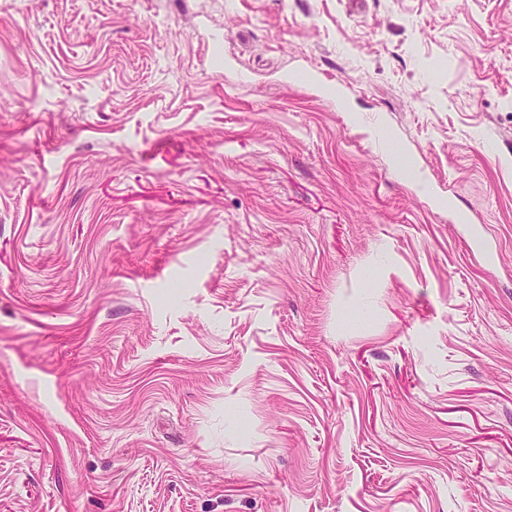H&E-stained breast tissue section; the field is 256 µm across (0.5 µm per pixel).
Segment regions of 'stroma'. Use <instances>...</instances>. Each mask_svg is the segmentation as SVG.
I'll use <instances>...</instances> for the list:
<instances>
[{
  "instance_id": "35a3bbf8",
  "label": "stroma",
  "mask_w": 512,
  "mask_h": 512,
  "mask_svg": "<svg viewBox=\"0 0 512 512\" xmlns=\"http://www.w3.org/2000/svg\"><path fill=\"white\" fill-rule=\"evenodd\" d=\"M0 512H512V0H0Z\"/></svg>"
}]
</instances>
